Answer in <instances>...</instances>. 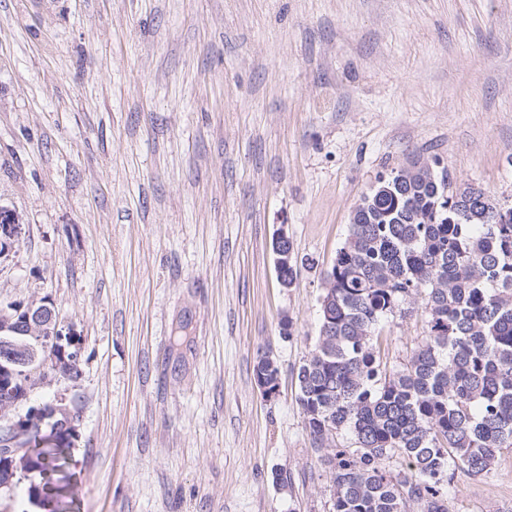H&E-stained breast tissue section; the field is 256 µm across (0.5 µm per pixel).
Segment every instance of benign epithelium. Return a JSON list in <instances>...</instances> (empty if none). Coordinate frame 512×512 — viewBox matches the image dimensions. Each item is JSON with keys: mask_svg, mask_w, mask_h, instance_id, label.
<instances>
[{"mask_svg": "<svg viewBox=\"0 0 512 512\" xmlns=\"http://www.w3.org/2000/svg\"><path fill=\"white\" fill-rule=\"evenodd\" d=\"M24 234L16 211L0 204V261L8 258ZM285 229L275 237L277 272L295 266ZM82 347L73 327L61 323L47 297L0 302V445L7 448L0 463V488H10L39 470L36 455L14 443L37 435L52 448L76 436L78 413L58 397L39 406H26L29 393L41 384L70 381L80 366Z\"/></svg>", "mask_w": 512, "mask_h": 512, "instance_id": "7a95c632", "label": "benign epithelium"}]
</instances>
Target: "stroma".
<instances>
[{
	"mask_svg": "<svg viewBox=\"0 0 512 512\" xmlns=\"http://www.w3.org/2000/svg\"><path fill=\"white\" fill-rule=\"evenodd\" d=\"M433 156L512 205V0H0V204L26 229L0 300L50 297L83 347L78 384L31 394L72 401L77 438L0 512H333L297 387L322 276L377 176ZM423 328L389 318L382 362ZM450 510L512 512V449ZM288 240H289V238H288L287 232L283 229L279 230V232L277 233V235L275 237L277 251L274 252L275 265H276V269H277V272L279 275L280 283L283 287H286V288L290 287L293 284L292 282L294 281V279L296 278V276L298 274L297 268H294V267H296V265H295V259L293 256V250L290 249V248H292V244ZM286 241H288V248L281 247L280 245ZM288 267H293V268H288ZM286 269H288V273H286V276H288V281H286L282 284L283 280L281 279L280 275H281L282 271H284ZM288 282L292 283V284H288Z\"/></svg>",
	"mask_w": 512,
	"mask_h": 512,
	"instance_id": "1",
	"label": "stroma"
}]
</instances>
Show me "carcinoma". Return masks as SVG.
Here are the masks:
<instances>
[{
  "instance_id": "obj_1",
  "label": "carcinoma",
  "mask_w": 512,
  "mask_h": 512,
  "mask_svg": "<svg viewBox=\"0 0 512 512\" xmlns=\"http://www.w3.org/2000/svg\"><path fill=\"white\" fill-rule=\"evenodd\" d=\"M436 157L392 169L356 207L323 277L329 300L297 372L334 512H450L455 471L512 448V205L453 187ZM422 301L423 341L389 369L374 332ZM348 435L355 448H340ZM408 460L394 473L382 461Z\"/></svg>"
}]
</instances>
